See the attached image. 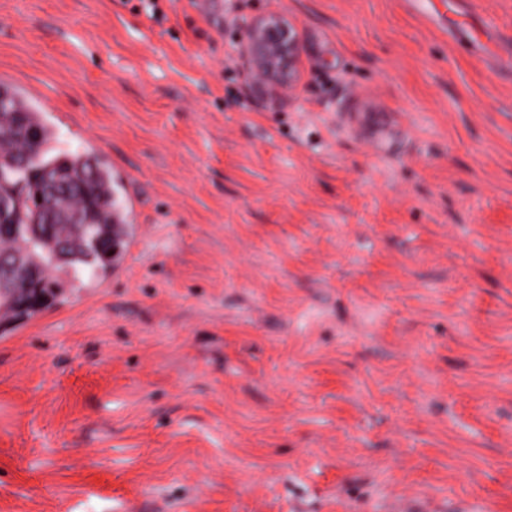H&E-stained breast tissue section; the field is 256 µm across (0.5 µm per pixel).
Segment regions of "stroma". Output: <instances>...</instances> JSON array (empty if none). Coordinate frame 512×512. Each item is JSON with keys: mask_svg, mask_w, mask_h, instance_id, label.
<instances>
[{"mask_svg": "<svg viewBox=\"0 0 512 512\" xmlns=\"http://www.w3.org/2000/svg\"><path fill=\"white\" fill-rule=\"evenodd\" d=\"M432 2L0 0V82L130 222L0 320V512H512V0ZM240 56L246 79L264 96L292 98L299 87L301 45L295 23L279 12L244 20Z\"/></svg>", "mask_w": 512, "mask_h": 512, "instance_id": "35a3bbf8", "label": "stroma"}]
</instances>
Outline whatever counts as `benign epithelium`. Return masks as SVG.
Returning a JSON list of instances; mask_svg holds the SVG:
<instances>
[{
  "mask_svg": "<svg viewBox=\"0 0 512 512\" xmlns=\"http://www.w3.org/2000/svg\"><path fill=\"white\" fill-rule=\"evenodd\" d=\"M240 56L246 79L262 94L285 101L299 87L301 45L295 23L279 12L242 22Z\"/></svg>",
  "mask_w": 512,
  "mask_h": 512,
  "instance_id": "obj_1",
  "label": "benign epithelium"
}]
</instances>
